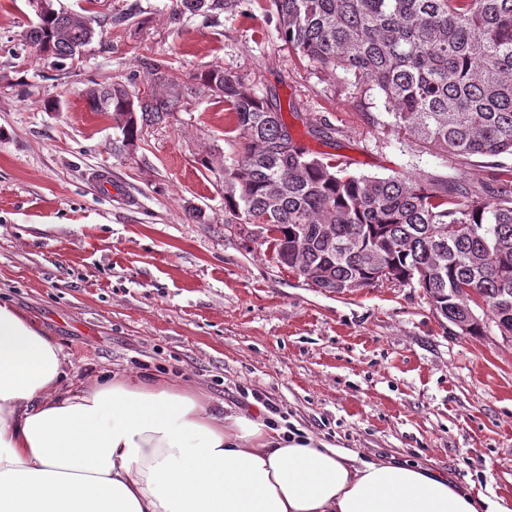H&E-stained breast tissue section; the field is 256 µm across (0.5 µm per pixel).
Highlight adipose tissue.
I'll return each instance as SVG.
<instances>
[{
	"label": "adipose tissue",
	"mask_w": 512,
	"mask_h": 512,
	"mask_svg": "<svg viewBox=\"0 0 512 512\" xmlns=\"http://www.w3.org/2000/svg\"><path fill=\"white\" fill-rule=\"evenodd\" d=\"M68 372L61 345L0 299V512H512L166 380L76 389Z\"/></svg>",
	"instance_id": "obj_1"
}]
</instances>
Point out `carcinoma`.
Wrapping results in <instances>:
<instances>
[{
    "mask_svg": "<svg viewBox=\"0 0 512 512\" xmlns=\"http://www.w3.org/2000/svg\"><path fill=\"white\" fill-rule=\"evenodd\" d=\"M277 38L321 71L354 77L366 110L383 101L388 123L456 165L488 158L492 190L452 176H368L300 145L281 102L257 94L221 66L180 83L157 62L144 79L96 84L92 112H109L112 155L129 154L143 128L169 121L196 88L224 101L236 151L220 167L224 223L270 245L277 261L314 288L342 294L388 281L417 282L461 332L478 335L474 297L512 338V0H266ZM176 11L210 15L220 0H175ZM95 20L56 8L38 16L30 46L63 66L93 43ZM149 94L139 97L137 84ZM389 273L379 274L377 262Z\"/></svg>",
    "mask_w": 512,
    "mask_h": 512,
    "instance_id": "cac0c4a2",
    "label": "carcinoma"
}]
</instances>
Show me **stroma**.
I'll return each instance as SVG.
<instances>
[{
	"label": "stroma",
	"mask_w": 512,
	"mask_h": 512,
	"mask_svg": "<svg viewBox=\"0 0 512 512\" xmlns=\"http://www.w3.org/2000/svg\"><path fill=\"white\" fill-rule=\"evenodd\" d=\"M54 3L103 22L61 70L25 43L38 22L28 0H0V298L63 347L70 384L163 377L233 411L264 398L280 425L511 502L512 339L491 323L461 333L415 283L320 291L226 225L224 185L200 164L233 151L222 101L187 95L120 160L110 114L90 111L84 92L126 80L146 58L186 83L221 66L279 98L300 142L352 172L478 184L490 167H447L373 123L341 74L289 52L265 0H227L206 19L177 14L173 0ZM317 120L333 140L309 134Z\"/></svg>",
	"instance_id": "obj_1"
}]
</instances>
